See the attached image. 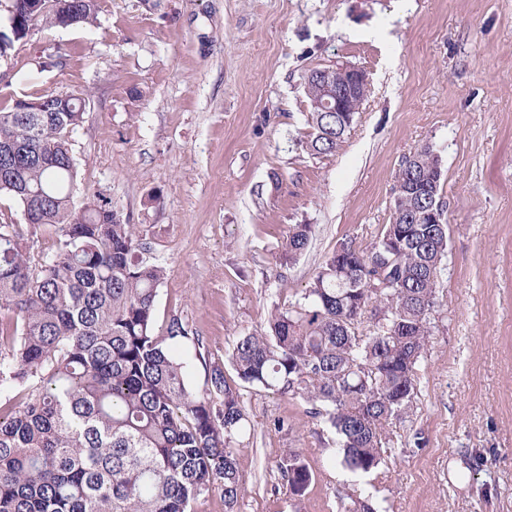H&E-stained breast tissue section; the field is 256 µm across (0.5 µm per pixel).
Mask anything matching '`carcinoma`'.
I'll return each instance as SVG.
<instances>
[{"instance_id":"1","label":"carcinoma","mask_w":512,"mask_h":512,"mask_svg":"<svg viewBox=\"0 0 512 512\" xmlns=\"http://www.w3.org/2000/svg\"><path fill=\"white\" fill-rule=\"evenodd\" d=\"M63 2L44 0L35 14L27 0L8 6L24 27L61 28ZM99 10V0H85L75 25L96 24ZM83 116L0 110V195L18 204L27 228L0 224V311L12 313L0 318V389L24 393L0 413V512H188L215 487L233 512L241 482L232 444L247 423L241 394L218 365L210 389H190L174 346L187 337L181 320L163 338L154 333L165 267L144 257L138 225L101 194L74 203L70 139ZM307 123L317 154L334 152L346 133L332 113L311 111ZM441 183L439 157L415 150L398 169L393 213L421 215L424 194ZM46 225L57 246L35 272L24 234ZM310 234L309 224L291 225L282 257L300 255ZM448 241V225L422 221L386 224L365 249L341 240L309 288L271 312L267 330L237 340L229 361L238 378L303 398L335 429L344 463L372 472L385 427L416 395ZM381 274L386 286L371 287ZM371 304L379 314L360 336ZM277 469L294 495L305 493L312 476L298 454Z\"/></svg>"}]
</instances>
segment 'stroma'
<instances>
[{
	"mask_svg": "<svg viewBox=\"0 0 512 512\" xmlns=\"http://www.w3.org/2000/svg\"><path fill=\"white\" fill-rule=\"evenodd\" d=\"M97 24L34 28L0 57V109L44 90L88 93L71 137L75 201L101 194L167 269L154 307L193 391L210 366L239 388L236 512H512V0H101ZM59 66H35L43 50ZM352 64L367 98L334 153L309 150L304 79ZM442 160L448 268L411 408L384 461L349 469L298 397L242 387L228 354L307 288L337 243L390 223L395 174ZM292 224L307 249L280 258ZM285 420L277 428L275 420ZM313 475L295 497L276 464Z\"/></svg>",
	"mask_w": 512,
	"mask_h": 512,
	"instance_id": "35a3bbf8",
	"label": "stroma"
}]
</instances>
